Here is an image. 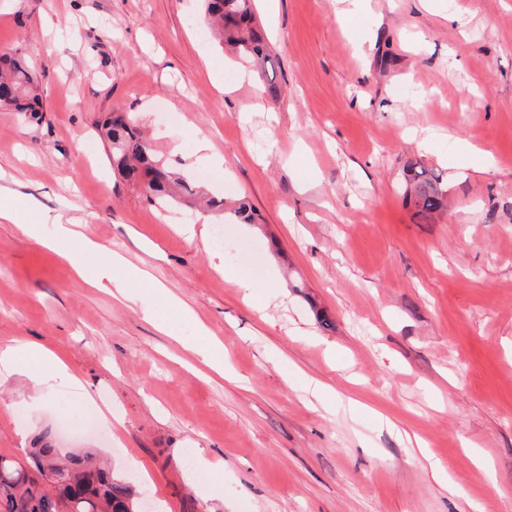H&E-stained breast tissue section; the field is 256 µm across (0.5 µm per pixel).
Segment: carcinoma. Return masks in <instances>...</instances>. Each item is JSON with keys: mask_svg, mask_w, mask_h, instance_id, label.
I'll use <instances>...</instances> for the list:
<instances>
[{"mask_svg": "<svg viewBox=\"0 0 512 512\" xmlns=\"http://www.w3.org/2000/svg\"><path fill=\"white\" fill-rule=\"evenodd\" d=\"M206 33L211 40L230 49L267 76L270 54L256 24L254 0H204ZM39 77L28 61L0 55V108L24 112L37 120L43 106ZM112 149V166L130 183L148 185L147 199L166 205L182 199L189 203L202 193L169 162L158 156L132 116L114 112L100 125ZM412 190L405 195L415 218L434 220L445 209L446 198L439 175L418 163L408 167ZM93 453L59 455L50 434L37 436L30 451V468L0 457V503L5 512H139L133 487L112 476L103 462L92 461Z\"/></svg>", "mask_w": 512, "mask_h": 512, "instance_id": "obj_1", "label": "carcinoma"}]
</instances>
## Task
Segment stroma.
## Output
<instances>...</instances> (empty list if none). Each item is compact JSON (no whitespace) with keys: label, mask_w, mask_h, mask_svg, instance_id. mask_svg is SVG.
<instances>
[{"label":"stroma","mask_w":512,"mask_h":512,"mask_svg":"<svg viewBox=\"0 0 512 512\" xmlns=\"http://www.w3.org/2000/svg\"><path fill=\"white\" fill-rule=\"evenodd\" d=\"M336 8L256 0L278 95L247 114L250 70L200 39V0L0 10V52L34 65L43 103L37 124L0 109V206L20 214L0 221V344L51 348L83 384L47 393L22 363L0 386V456L26 462L52 432L156 512H512V0H368L353 25ZM117 109L209 173L224 249L184 235L197 209L161 210L113 169L97 125ZM413 162L448 201L428 224L405 199ZM242 199L258 223L234 218ZM60 216L90 262L119 255L174 303L80 281L47 246ZM85 408L113 425L76 430Z\"/></svg>","instance_id":"1"}]
</instances>
